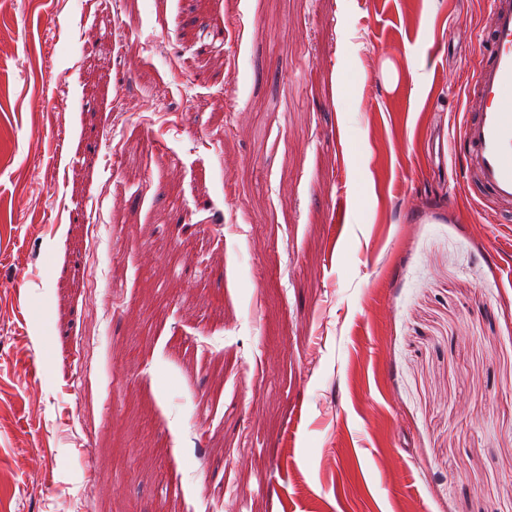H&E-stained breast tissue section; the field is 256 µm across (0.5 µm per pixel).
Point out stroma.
Here are the masks:
<instances>
[{
	"label": "stroma",
	"mask_w": 512,
	"mask_h": 512,
	"mask_svg": "<svg viewBox=\"0 0 512 512\" xmlns=\"http://www.w3.org/2000/svg\"><path fill=\"white\" fill-rule=\"evenodd\" d=\"M489 13L10 0L0 512H512V223L434 150Z\"/></svg>",
	"instance_id": "1"
}]
</instances>
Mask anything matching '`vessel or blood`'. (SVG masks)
<instances>
[{
  "mask_svg": "<svg viewBox=\"0 0 512 512\" xmlns=\"http://www.w3.org/2000/svg\"><path fill=\"white\" fill-rule=\"evenodd\" d=\"M487 43L461 132L467 183L512 215V0H492Z\"/></svg>",
  "mask_w": 512,
  "mask_h": 512,
  "instance_id": "1",
  "label": "vessel or blood"
}]
</instances>
